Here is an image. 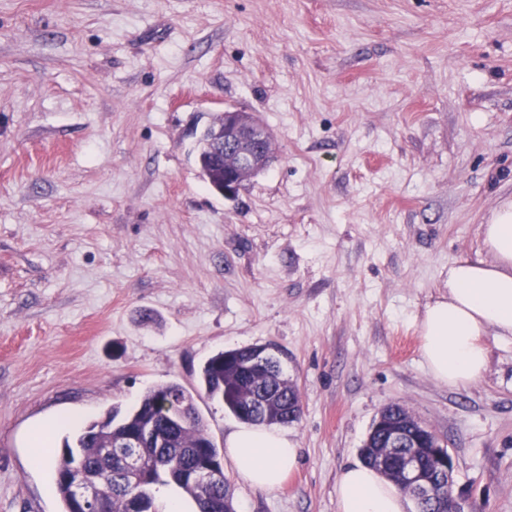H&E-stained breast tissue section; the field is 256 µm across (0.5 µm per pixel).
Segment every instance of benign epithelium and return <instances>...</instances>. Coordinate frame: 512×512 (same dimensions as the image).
Here are the masks:
<instances>
[{
  "label": "benign epithelium",
  "mask_w": 512,
  "mask_h": 512,
  "mask_svg": "<svg viewBox=\"0 0 512 512\" xmlns=\"http://www.w3.org/2000/svg\"><path fill=\"white\" fill-rule=\"evenodd\" d=\"M206 132L209 134L207 149L211 164L201 170L202 176L224 198L235 199L247 180L268 167L273 133L256 114L234 108L214 116ZM385 441L387 447L399 450L395 467L397 477L408 491L424 501L435 499L437 488L436 481L426 476L417 451L421 443L428 442L433 449L436 472L447 479L452 512H472V505L454 493V459L432 429L420 422L415 428L400 422L387 424ZM75 493L79 502L92 501L97 512H108L107 503L98 497L94 487L77 484Z\"/></svg>",
  "instance_id": "benign-epithelium-1"
}]
</instances>
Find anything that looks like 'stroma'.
I'll return each mask as SVG.
<instances>
[{
  "label": "stroma",
  "instance_id": "1",
  "mask_svg": "<svg viewBox=\"0 0 512 512\" xmlns=\"http://www.w3.org/2000/svg\"><path fill=\"white\" fill-rule=\"evenodd\" d=\"M237 107L275 157L237 199L190 129ZM512 203V0H0V512H61L28 434L269 344L300 456L237 512H337L380 410L512 512V339L460 389L413 317Z\"/></svg>",
  "mask_w": 512,
  "mask_h": 512
}]
</instances>
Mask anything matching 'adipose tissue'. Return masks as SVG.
I'll use <instances>...</instances> for the list:
<instances>
[{"label": "adipose tissue", "mask_w": 512, "mask_h": 512, "mask_svg": "<svg viewBox=\"0 0 512 512\" xmlns=\"http://www.w3.org/2000/svg\"><path fill=\"white\" fill-rule=\"evenodd\" d=\"M484 259H462L448 268L447 293L416 315L422 361L442 385L461 388L487 369V335L512 338V205L485 225ZM238 476L251 488H277L298 465L299 450L287 431L239 426L225 438ZM338 512H408L398 487L364 463L349 465L338 485Z\"/></svg>", "instance_id": "obj_1"}]
</instances>
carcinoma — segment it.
Wrapping results in <instances>:
<instances>
[{"mask_svg":"<svg viewBox=\"0 0 512 512\" xmlns=\"http://www.w3.org/2000/svg\"><path fill=\"white\" fill-rule=\"evenodd\" d=\"M204 395L223 403L239 420L254 425H286L300 419L302 407L295 388L285 377L280 358L267 345L224 350L202 366L198 385L188 389L166 383L147 390L138 403L121 412L114 407L89 422L75 443L64 441L52 462L62 512H79L73 488L77 481L106 482L111 512H129L131 498H139L146 509L155 507L159 486L173 485L195 503L198 512H234L233 492L224 479L207 486L193 485L189 474L205 459L222 465L223 454L206 433V423L195 406ZM151 426L154 436L140 448L101 447L112 440ZM381 429L371 427L369 447L361 449L363 462L380 467L377 455L387 453L379 442ZM139 460L140 477L133 482L112 462L118 452Z\"/></svg>","mask_w":512,"mask_h":512,"instance_id":"cac0c4a2","label":"carcinoma"}]
</instances>
